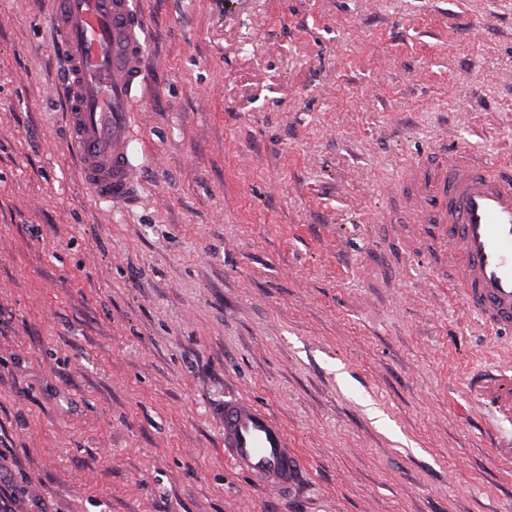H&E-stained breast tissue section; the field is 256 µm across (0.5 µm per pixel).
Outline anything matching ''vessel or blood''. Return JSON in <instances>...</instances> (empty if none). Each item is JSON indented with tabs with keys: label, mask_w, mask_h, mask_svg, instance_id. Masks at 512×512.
<instances>
[{
	"label": "vessel or blood",
	"mask_w": 512,
	"mask_h": 512,
	"mask_svg": "<svg viewBox=\"0 0 512 512\" xmlns=\"http://www.w3.org/2000/svg\"><path fill=\"white\" fill-rule=\"evenodd\" d=\"M65 54L68 148L81 182L108 205L134 200L130 146L146 85L144 21L135 0H49ZM416 221L435 225L454 263L468 311L493 331H512V165L421 158L412 168ZM224 455L258 485L296 491L304 463L271 414L251 402L224 403Z\"/></svg>",
	"instance_id": "b4317fda"
}]
</instances>
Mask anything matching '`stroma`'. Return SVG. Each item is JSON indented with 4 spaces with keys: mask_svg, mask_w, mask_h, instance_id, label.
Here are the masks:
<instances>
[{
    "mask_svg": "<svg viewBox=\"0 0 512 512\" xmlns=\"http://www.w3.org/2000/svg\"><path fill=\"white\" fill-rule=\"evenodd\" d=\"M137 2L142 184L111 210L45 0H0V503L512 512V334L386 194L437 144L512 160V0ZM230 398L285 429L294 494L225 458Z\"/></svg>",
    "mask_w": 512,
    "mask_h": 512,
    "instance_id": "obj_1",
    "label": "stroma"
}]
</instances>
